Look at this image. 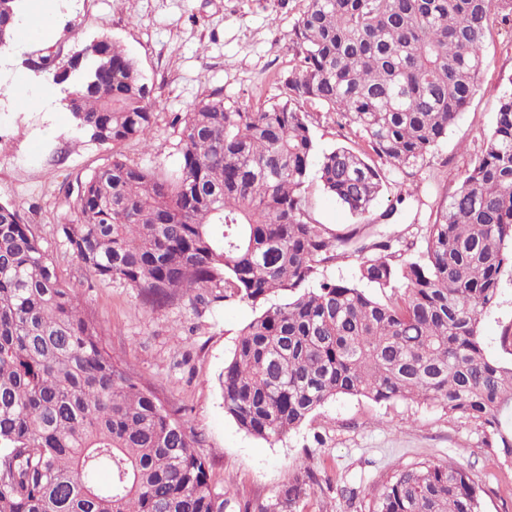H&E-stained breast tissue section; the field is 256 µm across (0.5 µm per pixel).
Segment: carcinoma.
<instances>
[{
    "instance_id": "obj_1",
    "label": "carcinoma",
    "mask_w": 512,
    "mask_h": 512,
    "mask_svg": "<svg viewBox=\"0 0 512 512\" xmlns=\"http://www.w3.org/2000/svg\"><path fill=\"white\" fill-rule=\"evenodd\" d=\"M22 2L0 0L4 49ZM496 16L512 18V0H309L283 96L242 112L215 88L175 114L172 173L115 151L149 146L157 117L124 49L103 38L66 61L40 57L34 77L64 91L76 134L112 150L68 190L66 252L153 307L185 296L264 305L220 378L224 412L248 435L279 439L340 396L411 401L479 423L511 463L512 362L488 354L479 325L512 266V92L417 256L361 230L395 213L370 218L387 173L424 159L470 104ZM320 122L353 144L316 154ZM313 173L358 225L337 232L312 218ZM349 254L355 279L324 275ZM103 336L34 225L1 202L0 512H226L186 410L166 407ZM292 470L260 512H296L320 486L309 467ZM368 512L482 502L463 468L424 461L398 470Z\"/></svg>"
}]
</instances>
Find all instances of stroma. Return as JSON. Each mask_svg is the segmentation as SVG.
<instances>
[{"mask_svg": "<svg viewBox=\"0 0 512 512\" xmlns=\"http://www.w3.org/2000/svg\"><path fill=\"white\" fill-rule=\"evenodd\" d=\"M55 5L58 25L49 41L0 52V83L30 74L41 55L65 60L83 43L110 39L138 61L157 99L149 146L131 142L122 151L141 165L170 169L176 159L173 113L189 111L218 87L226 106L243 112L275 100L280 76L294 66L290 38L308 0H55ZM483 55L472 103L447 137L409 174L389 173L391 187L374 210L393 207L397 213L390 223L373 225V232L422 241L438 201L454 191L480 150L503 92L512 88V22L493 23ZM108 156L98 144L78 139L57 97L40 110L21 112L14 98L0 94V201L20 205L36 225L84 309L103 325L113 356L165 405L188 408L211 479L232 498L229 512H259L274 502L296 462L310 467L321 483L297 512H367L398 469L421 461L464 467L480 490L484 512H512V464L494 462L481 426L440 407L345 396L327 402L277 441L240 430L224 412L220 376L240 330L259 306L236 297L209 304L183 298L154 309L123 284L89 281L65 252L56 228L75 218L66 190ZM406 188L410 196L398 200ZM307 194L318 223L338 231L354 224L319 181L310 182ZM500 288L498 305L481 316V333L498 358L503 355L498 336L512 322V269L504 272Z\"/></svg>", "mask_w": 512, "mask_h": 512, "instance_id": "1", "label": "stroma"}]
</instances>
